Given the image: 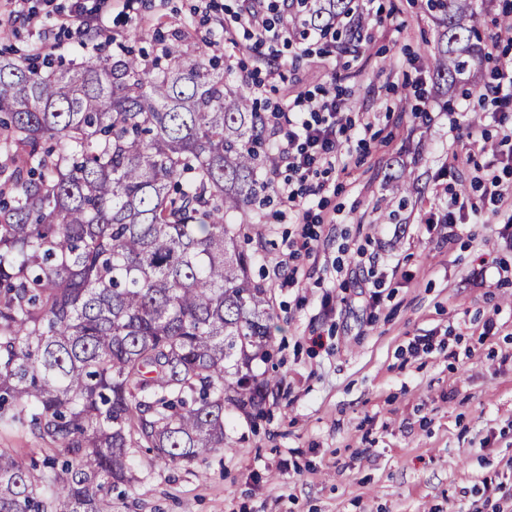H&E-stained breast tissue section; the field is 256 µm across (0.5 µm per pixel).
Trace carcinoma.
<instances>
[{
	"label": "carcinoma",
	"instance_id": "obj_1",
	"mask_svg": "<svg viewBox=\"0 0 512 512\" xmlns=\"http://www.w3.org/2000/svg\"><path fill=\"white\" fill-rule=\"evenodd\" d=\"M428 69L461 83L486 53L473 0H428ZM354 0H292L327 31ZM97 62L0 54V430L47 445L42 467L0 448V512H112L133 455L191 464L224 449V410L260 408L275 314L244 225L276 165L253 99L219 60Z\"/></svg>",
	"mask_w": 512,
	"mask_h": 512
}]
</instances>
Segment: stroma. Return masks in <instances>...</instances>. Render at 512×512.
<instances>
[{"mask_svg": "<svg viewBox=\"0 0 512 512\" xmlns=\"http://www.w3.org/2000/svg\"><path fill=\"white\" fill-rule=\"evenodd\" d=\"M366 15L358 51L324 52L315 39L279 46V70L265 100L328 94L355 124L344 170L325 174L315 196L317 263L302 257L299 282L275 277L302 227L279 200L248 215L251 274L276 312L271 362L278 377L258 418L224 413V449L193 464L135 456L136 490L112 512H512V220L492 215L491 178L512 171L489 151L512 154V112L490 92L512 66V39L498 19L512 0H477L490 60L469 88L433 84L427 59L437 41L424 0H355ZM251 0H112L107 27L86 38L15 24L0 0V48L25 55L55 45L64 62L98 60L141 31L184 38L194 59L210 31L226 28L224 71L266 73L254 48ZM480 127L487 153L460 128ZM413 172L400 204L390 175ZM456 189L476 205L454 227L427 223ZM377 283L375 295L362 292ZM492 333H485L487 322ZM424 348L411 353L409 346Z\"/></svg>", "mask_w": 512, "mask_h": 512, "instance_id": "1", "label": "stroma"}]
</instances>
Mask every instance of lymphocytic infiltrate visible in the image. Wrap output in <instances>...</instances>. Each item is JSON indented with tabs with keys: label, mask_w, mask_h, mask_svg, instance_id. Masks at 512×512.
<instances>
[{
	"label": "lymphocytic infiltrate",
	"mask_w": 512,
	"mask_h": 512,
	"mask_svg": "<svg viewBox=\"0 0 512 512\" xmlns=\"http://www.w3.org/2000/svg\"><path fill=\"white\" fill-rule=\"evenodd\" d=\"M272 124H287L288 132L274 149L285 174L276 183L280 201L294 212L299 223L315 218L309 197L316 189L312 177L335 169L341 139L353 128L335 98L299 96L275 106L268 116Z\"/></svg>",
	"instance_id": "lymphocytic-infiltrate-1"
}]
</instances>
